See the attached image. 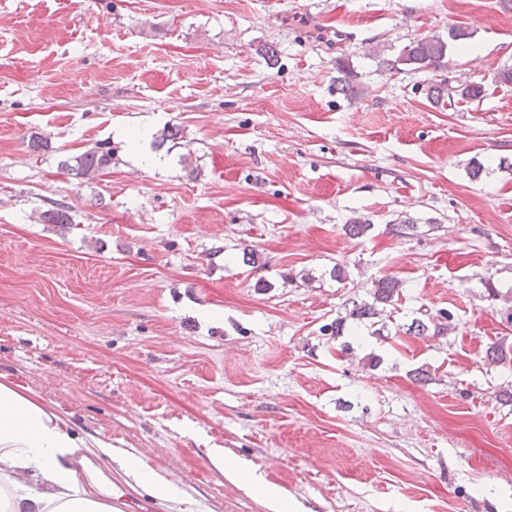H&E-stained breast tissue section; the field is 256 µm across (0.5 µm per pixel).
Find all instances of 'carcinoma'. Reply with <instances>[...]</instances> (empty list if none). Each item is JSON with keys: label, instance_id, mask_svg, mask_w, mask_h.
<instances>
[{"label": "carcinoma", "instance_id": "1", "mask_svg": "<svg viewBox=\"0 0 512 512\" xmlns=\"http://www.w3.org/2000/svg\"><path fill=\"white\" fill-rule=\"evenodd\" d=\"M472 37V32L466 28L454 27L448 31V38L439 35H426L418 38L404 48L394 59H382V64L389 71H402L406 66L412 70H432L444 72L448 69V42L466 41ZM340 75L336 80V90L346 96L361 94L358 73L347 64L339 65ZM483 84L471 80L439 78L427 89V97L437 105L445 100L458 96L462 99L476 100L483 97ZM112 146L107 142L97 143L83 153L61 162V167L78 178L91 179L112 164ZM40 221L45 224H70L71 216L68 207L62 203H54L51 208L40 213ZM369 299L361 302H352V308L343 316L336 317L330 323L320 328L324 336L338 339L344 335L348 323L354 324L369 322L372 328L370 335H380L376 329V318L381 316L386 307L398 304L402 296V281L394 276L386 275L376 279L368 292ZM453 314L449 311H440L438 315L427 316V319L414 318L405 327L404 334L408 336L440 335L449 327Z\"/></svg>", "mask_w": 512, "mask_h": 512}]
</instances>
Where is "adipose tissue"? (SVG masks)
I'll list each match as a JSON object with an SVG mask.
<instances>
[{
	"instance_id": "adipose-tissue-1",
	"label": "adipose tissue",
	"mask_w": 512,
	"mask_h": 512,
	"mask_svg": "<svg viewBox=\"0 0 512 512\" xmlns=\"http://www.w3.org/2000/svg\"><path fill=\"white\" fill-rule=\"evenodd\" d=\"M80 452L108 456L112 444L80 437L37 393L0 382V512H112L66 467Z\"/></svg>"
}]
</instances>
